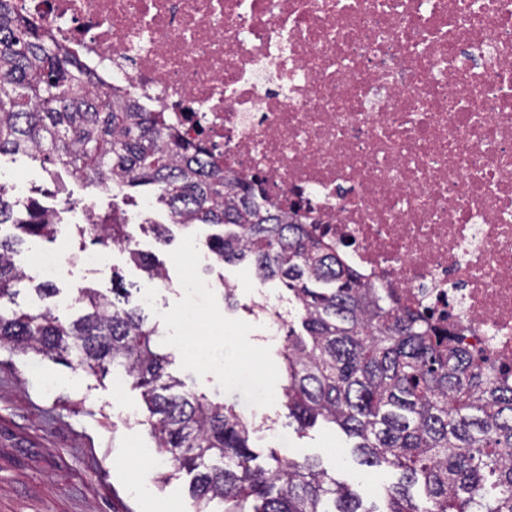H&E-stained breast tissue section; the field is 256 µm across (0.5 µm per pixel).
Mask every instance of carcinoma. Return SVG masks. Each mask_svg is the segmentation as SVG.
Returning a JSON list of instances; mask_svg holds the SVG:
<instances>
[{"instance_id": "carcinoma-1", "label": "carcinoma", "mask_w": 512, "mask_h": 512, "mask_svg": "<svg viewBox=\"0 0 512 512\" xmlns=\"http://www.w3.org/2000/svg\"><path fill=\"white\" fill-rule=\"evenodd\" d=\"M62 165L108 190L150 186L171 223L206 224L207 267L247 263L281 283L304 333L286 332L280 385L288 417L303 431L321 420L357 440L362 462L402 472L383 506L364 508L313 458L269 452L254 466L251 425L232 406L175 393L158 324L139 308L81 288L82 314L64 322L48 306L16 309L27 280L15 255L28 238H52L54 215L14 208L0 185V348L65 359L93 373L122 371L141 389L144 424L175 471L191 476L198 512H512V383L449 344L448 332L349 269L336 244L286 212L259 204L250 183L224 174L206 146L143 112L132 95L95 81L77 55L42 25L0 0V156ZM108 248L128 247L119 207L78 227ZM151 280L166 270L136 249ZM419 486L430 507L410 494Z\"/></svg>"}]
</instances>
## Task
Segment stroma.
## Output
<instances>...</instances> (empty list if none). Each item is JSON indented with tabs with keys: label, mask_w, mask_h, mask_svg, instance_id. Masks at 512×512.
Here are the masks:
<instances>
[{
	"label": "stroma",
	"mask_w": 512,
	"mask_h": 512,
	"mask_svg": "<svg viewBox=\"0 0 512 512\" xmlns=\"http://www.w3.org/2000/svg\"><path fill=\"white\" fill-rule=\"evenodd\" d=\"M0 183L11 187L18 207L34 199L59 212L56 240L27 239L15 258L37 283L42 276L33 264L36 253L55 248L69 255L91 247L78 236L65 200L94 201L102 214L117 204L109 191L66 169L45 170L21 155L0 156ZM150 196L148 188H132L117 205L129 219L134 245L164 264L168 282L149 280L127 251L114 246L103 253L102 271L69 263L55 281L58 294L49 306L68 318L77 289L107 294L113 275L122 276L130 306L142 307L163 330L162 346L172 354L170 373L185 382L187 391L235 406L252 422L256 454L263 457L276 448L290 458H315L337 480L350 484L364 504L377 501L385 486L398 483L400 471L362 465L354 439L337 427L320 421L297 430L275 394L283 338L268 335L258 305L284 297L281 285L261 281L245 264L209 269L199 263L209 226H172L170 241H159L155 227L169 224L170 217L159 202L141 211ZM228 284L235 287L229 304L224 301ZM145 414L139 390L128 383L115 390L112 375L0 348V512H147L151 507L196 512L187 475L158 483L169 462L151 441Z\"/></svg>",
	"instance_id": "1"
}]
</instances>
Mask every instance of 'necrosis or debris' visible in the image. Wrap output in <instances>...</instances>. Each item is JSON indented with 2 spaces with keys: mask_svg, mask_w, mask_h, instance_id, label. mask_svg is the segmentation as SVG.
<instances>
[{
  "mask_svg": "<svg viewBox=\"0 0 512 512\" xmlns=\"http://www.w3.org/2000/svg\"><path fill=\"white\" fill-rule=\"evenodd\" d=\"M512 379V0H14Z\"/></svg>",
  "mask_w": 512,
  "mask_h": 512,
  "instance_id": "4bbe7bcc",
  "label": "necrosis or debris"
}]
</instances>
